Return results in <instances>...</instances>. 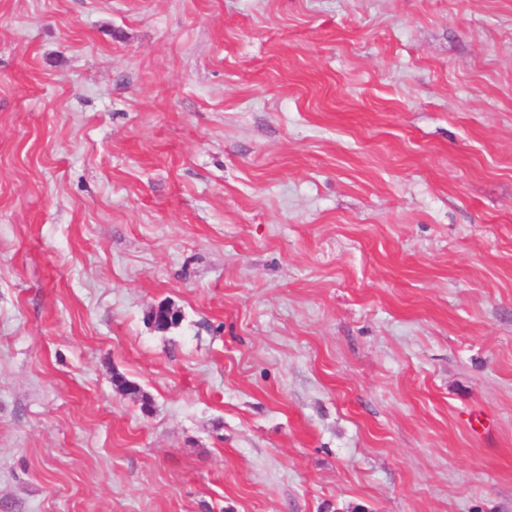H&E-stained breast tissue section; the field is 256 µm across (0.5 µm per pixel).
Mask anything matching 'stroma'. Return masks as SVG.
<instances>
[{"label":"stroma","instance_id":"obj_1","mask_svg":"<svg viewBox=\"0 0 512 512\" xmlns=\"http://www.w3.org/2000/svg\"><path fill=\"white\" fill-rule=\"evenodd\" d=\"M0 512H512V0H0Z\"/></svg>","mask_w":512,"mask_h":512}]
</instances>
